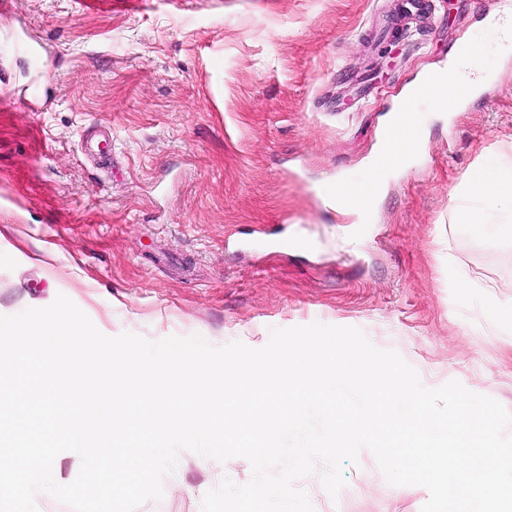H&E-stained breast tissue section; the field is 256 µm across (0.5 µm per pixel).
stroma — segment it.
<instances>
[{
    "instance_id": "35a3bbf8",
    "label": "stroma",
    "mask_w": 512,
    "mask_h": 512,
    "mask_svg": "<svg viewBox=\"0 0 512 512\" xmlns=\"http://www.w3.org/2000/svg\"><path fill=\"white\" fill-rule=\"evenodd\" d=\"M10 0L0 12V315L71 299L105 335H198L263 347L273 328L356 327L429 388L459 381L512 411V334L466 272L512 297V238L455 223L486 151L512 160V50L474 54L485 78L458 109L416 106L425 147L387 176L363 233L331 205L368 179L400 96L512 0ZM46 53L32 63L22 34ZM226 466L181 452L160 501L201 512ZM314 512H421L371 452Z\"/></svg>"
}]
</instances>
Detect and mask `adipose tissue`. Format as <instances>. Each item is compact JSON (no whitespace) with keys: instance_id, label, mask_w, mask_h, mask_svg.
<instances>
[{"instance_id":"ef3b65f1","label":"adipose tissue","mask_w":512,"mask_h":512,"mask_svg":"<svg viewBox=\"0 0 512 512\" xmlns=\"http://www.w3.org/2000/svg\"><path fill=\"white\" fill-rule=\"evenodd\" d=\"M415 105L416 99L410 94L399 101L395 109L400 117L395 137L383 142L373 158L371 179L357 185H345L337 190V202L356 201L355 212L360 221H367L370 217L382 189L383 177L409 164L422 149V134L415 119ZM468 182L480 203L460 207L455 213L456 223L467 226L474 235L480 237L493 232L511 238L512 208L508 209L506 215L496 217L489 213L488 207L504 199L512 201V164L502 162L495 155L486 156L483 163L470 172Z\"/></svg>"}]
</instances>
